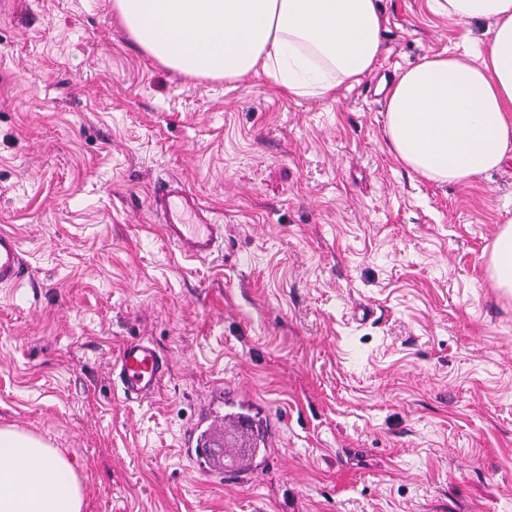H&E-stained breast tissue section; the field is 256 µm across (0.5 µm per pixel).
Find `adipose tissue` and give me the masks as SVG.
<instances>
[{"instance_id":"ef3b65f1","label":"adipose tissue","mask_w":512,"mask_h":512,"mask_svg":"<svg viewBox=\"0 0 512 512\" xmlns=\"http://www.w3.org/2000/svg\"><path fill=\"white\" fill-rule=\"evenodd\" d=\"M478 56L436 54L390 84L387 142L411 171L469 185L512 159V0H429ZM130 38L158 64L196 78L263 74L283 94L335 100L383 53L377 0H112ZM488 277L512 295V218L493 243ZM71 463L44 441L0 428V512H83Z\"/></svg>"}]
</instances>
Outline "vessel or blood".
Instances as JSON below:
<instances>
[{
  "mask_svg": "<svg viewBox=\"0 0 512 512\" xmlns=\"http://www.w3.org/2000/svg\"><path fill=\"white\" fill-rule=\"evenodd\" d=\"M150 207L161 218V231L180 256L203 260L219 250L224 240L223 224L185 184L168 182L154 187ZM23 266L19 238L1 231L0 286L18 284ZM166 370V359L153 345L132 341L121 348L112 375L125 398L144 400L158 390Z\"/></svg>",
  "mask_w": 512,
  "mask_h": 512,
  "instance_id": "vessel-or-blood-1",
  "label": "vessel or blood"
}]
</instances>
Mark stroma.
I'll list each match as a JSON object with an SVG mask.
<instances>
[{"mask_svg": "<svg viewBox=\"0 0 512 512\" xmlns=\"http://www.w3.org/2000/svg\"><path fill=\"white\" fill-rule=\"evenodd\" d=\"M379 4L380 63L332 101L163 67L112 0L0 8V427L73 462L84 512H512V163L437 185L389 151L382 83L458 39ZM174 179L224 214L209 259L150 209ZM133 340L170 361L142 401L112 378ZM228 396L273 438L223 485L183 445ZM501 224L490 255L488 277L493 288L512 295V218ZM20 239L12 232H0V286H14L23 276Z\"/></svg>", "mask_w": 512, "mask_h": 512, "instance_id": "1", "label": "stroma"}]
</instances>
